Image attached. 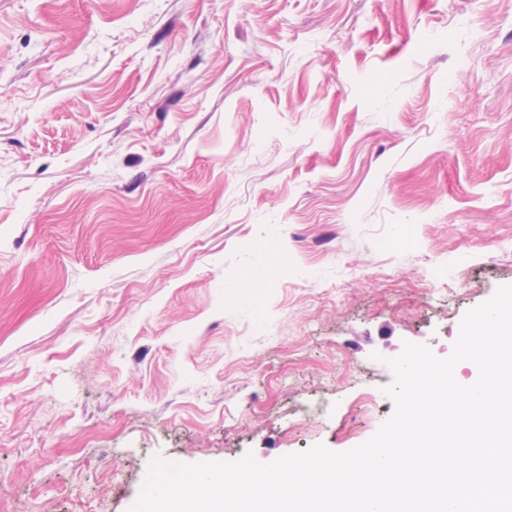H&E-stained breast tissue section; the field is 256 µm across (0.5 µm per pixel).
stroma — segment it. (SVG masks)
<instances>
[{
    "mask_svg": "<svg viewBox=\"0 0 512 512\" xmlns=\"http://www.w3.org/2000/svg\"><path fill=\"white\" fill-rule=\"evenodd\" d=\"M501 285L512 0H0V512L352 449Z\"/></svg>",
    "mask_w": 512,
    "mask_h": 512,
    "instance_id": "1",
    "label": "stroma"
}]
</instances>
